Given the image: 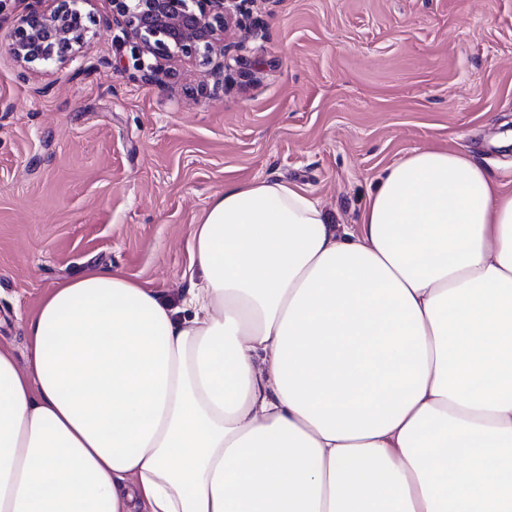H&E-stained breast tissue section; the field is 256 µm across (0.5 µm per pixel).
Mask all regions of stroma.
Listing matches in <instances>:
<instances>
[{"label": "stroma", "instance_id": "35a3bbf8", "mask_svg": "<svg viewBox=\"0 0 512 512\" xmlns=\"http://www.w3.org/2000/svg\"><path fill=\"white\" fill-rule=\"evenodd\" d=\"M72 59L9 51L25 0H0V343L18 365L45 293L101 266L174 304L191 234L228 183L303 189L356 223L413 150L469 152L512 191V0H257L226 93L175 59L143 80L110 0L82 7Z\"/></svg>", "mask_w": 512, "mask_h": 512}]
</instances>
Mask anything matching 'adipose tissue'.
I'll use <instances>...</instances> for the list:
<instances>
[{"label": "adipose tissue", "instance_id": "ef3b65f1", "mask_svg": "<svg viewBox=\"0 0 512 512\" xmlns=\"http://www.w3.org/2000/svg\"><path fill=\"white\" fill-rule=\"evenodd\" d=\"M183 307L112 268L0 346V512H512V192L386 168L357 223L226 185Z\"/></svg>", "mask_w": 512, "mask_h": 512}]
</instances>
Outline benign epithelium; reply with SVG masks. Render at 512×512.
Instances as JSON below:
<instances>
[{
    "label": "benign epithelium",
    "mask_w": 512,
    "mask_h": 512,
    "mask_svg": "<svg viewBox=\"0 0 512 512\" xmlns=\"http://www.w3.org/2000/svg\"><path fill=\"white\" fill-rule=\"evenodd\" d=\"M31 0L23 25L10 45L14 57L24 63L63 62L73 56V46L82 43L87 25L79 8L91 0ZM255 0H111L112 23L135 44L138 57L155 60L208 57L216 52L234 56L244 43L229 42L235 30L257 34L260 26L253 14Z\"/></svg>",
    "instance_id": "1"
}]
</instances>
